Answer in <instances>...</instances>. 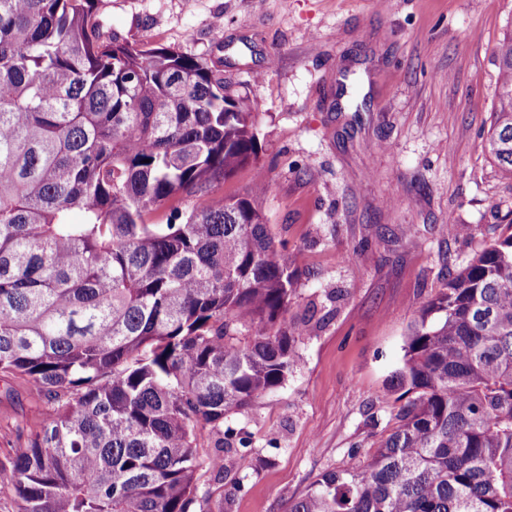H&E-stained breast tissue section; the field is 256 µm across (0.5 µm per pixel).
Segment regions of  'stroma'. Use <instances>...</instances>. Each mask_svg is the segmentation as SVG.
<instances>
[{
    "mask_svg": "<svg viewBox=\"0 0 512 512\" xmlns=\"http://www.w3.org/2000/svg\"><path fill=\"white\" fill-rule=\"evenodd\" d=\"M97 31L204 59L247 98L265 220L298 271L302 327L283 387L231 420L253 441L202 471L195 512H288L363 466L399 408L388 379L420 307L512 222V180L484 150L512 0H99ZM255 168V169H258ZM255 169L175 200L250 190ZM466 233L442 234L447 222ZM0 394V457L36 411Z\"/></svg>",
    "mask_w": 512,
    "mask_h": 512,
    "instance_id": "1",
    "label": "stroma"
}]
</instances>
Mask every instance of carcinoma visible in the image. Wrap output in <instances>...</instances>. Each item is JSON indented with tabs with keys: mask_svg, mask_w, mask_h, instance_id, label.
<instances>
[{
	"mask_svg": "<svg viewBox=\"0 0 512 512\" xmlns=\"http://www.w3.org/2000/svg\"><path fill=\"white\" fill-rule=\"evenodd\" d=\"M97 0H0V380L38 398L0 462L16 512H193L207 429L283 386L296 270L255 179L149 216L258 157L244 98L198 58L92 32ZM485 148L512 175V35ZM361 469L289 512H512V224L427 301Z\"/></svg>",
	"mask_w": 512,
	"mask_h": 512,
	"instance_id": "carcinoma-1",
	"label": "carcinoma"
}]
</instances>
